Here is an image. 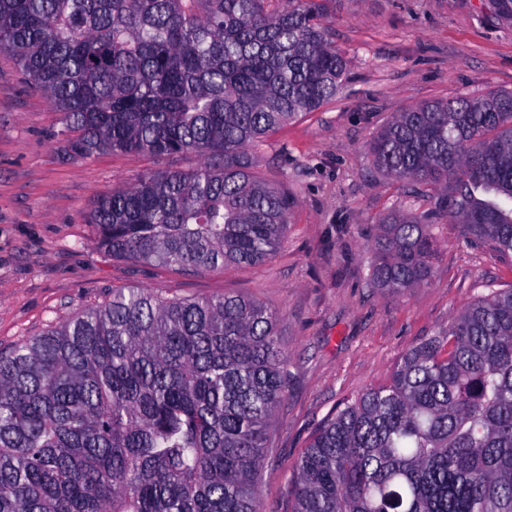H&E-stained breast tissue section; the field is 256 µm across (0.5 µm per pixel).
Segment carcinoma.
Instances as JSON below:
<instances>
[{
	"label": "carcinoma",
	"mask_w": 512,
	"mask_h": 512,
	"mask_svg": "<svg viewBox=\"0 0 512 512\" xmlns=\"http://www.w3.org/2000/svg\"><path fill=\"white\" fill-rule=\"evenodd\" d=\"M327 0H0V51L62 115L70 157L143 153L167 168L90 211L115 259L258 265L288 192L254 150L336 99L347 61ZM195 154L199 165L173 164ZM375 169L436 191L471 244L512 255V92L428 101L373 137ZM428 216L395 211L370 283L431 277ZM280 319L241 295L121 288L0 353V512H262L282 401ZM291 512H512V287L467 304L348 399L296 460Z\"/></svg>",
	"instance_id": "cac0c4a2"
}]
</instances>
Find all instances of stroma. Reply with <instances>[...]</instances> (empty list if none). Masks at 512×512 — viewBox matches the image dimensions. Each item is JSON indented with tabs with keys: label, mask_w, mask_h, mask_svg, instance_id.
I'll use <instances>...</instances> for the list:
<instances>
[{
	"label": "stroma",
	"mask_w": 512,
	"mask_h": 512,
	"mask_svg": "<svg viewBox=\"0 0 512 512\" xmlns=\"http://www.w3.org/2000/svg\"><path fill=\"white\" fill-rule=\"evenodd\" d=\"M326 24L349 61L325 104L269 137L255 173L293 197L288 233L264 263L206 271L112 258L87 214L157 169L145 154H63L61 115L0 51V352L136 286L164 298L241 295L277 312L288 350L283 401L259 477L263 512L292 505V468L328 414L385 383L400 357L490 288L512 260L470 245L434 214L436 193L375 170L366 145L394 115L434 99L512 90V23L489 0H330ZM431 213L440 243L429 282L390 298L369 282L379 219Z\"/></svg>",
	"instance_id": "stroma-1"
}]
</instances>
